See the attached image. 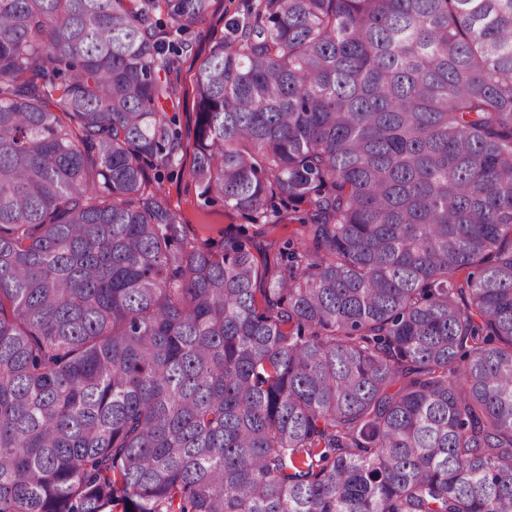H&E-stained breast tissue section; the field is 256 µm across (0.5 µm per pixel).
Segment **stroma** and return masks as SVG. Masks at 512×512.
Segmentation results:
<instances>
[{"label":"stroma","instance_id":"35a3bbf8","mask_svg":"<svg viewBox=\"0 0 512 512\" xmlns=\"http://www.w3.org/2000/svg\"><path fill=\"white\" fill-rule=\"evenodd\" d=\"M260 0H211V10L202 23L179 29L167 12L150 13L152 25L169 34L167 58L174 62L170 79L178 104V125L182 131V148L173 167L162 174L161 194L168 206L182 214L189 236L212 244H220L225 235H236L248 224L239 214L226 210L223 202L206 203L198 187L188 176L193 161V128L197 111L194 80L202 61L213 44L231 39L235 24L246 21Z\"/></svg>","mask_w":512,"mask_h":512}]
</instances>
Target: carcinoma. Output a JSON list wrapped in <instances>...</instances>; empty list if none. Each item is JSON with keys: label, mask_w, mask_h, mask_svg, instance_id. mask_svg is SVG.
Segmentation results:
<instances>
[{"label": "carcinoma", "mask_w": 512, "mask_h": 512, "mask_svg": "<svg viewBox=\"0 0 512 512\" xmlns=\"http://www.w3.org/2000/svg\"><path fill=\"white\" fill-rule=\"evenodd\" d=\"M166 7L0 0V512H512V0H265L149 171ZM268 287L256 289L259 281ZM263 0H211V12L206 20L189 29H178L177 22L165 10L152 11L149 15L152 26L161 27L168 35L169 50L165 58L174 61V70L168 77L174 84L178 104V125L182 131V148L173 167L162 174L161 194L168 206L182 214L190 237L199 242L214 245L224 240V235L241 234L246 229L253 239L250 246L259 263L265 257L273 263L279 245L288 238L295 225L279 224L271 232L253 235L254 230L239 214L224 210V203L217 201L207 204L199 195L200 190L187 173L193 161V128L197 111L195 75L202 61L209 55L213 44L233 37L236 23L246 21L254 7ZM248 229V230H247Z\"/></svg>", "instance_id": "obj_1"}]
</instances>
